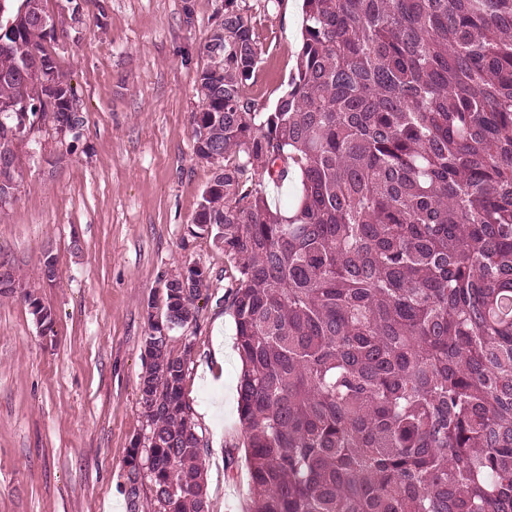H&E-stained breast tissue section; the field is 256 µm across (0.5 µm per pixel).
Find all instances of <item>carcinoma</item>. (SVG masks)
I'll return each mask as SVG.
<instances>
[{
	"instance_id": "carcinoma-1",
	"label": "carcinoma",
	"mask_w": 512,
	"mask_h": 512,
	"mask_svg": "<svg viewBox=\"0 0 512 512\" xmlns=\"http://www.w3.org/2000/svg\"><path fill=\"white\" fill-rule=\"evenodd\" d=\"M44 0H0V154L82 124ZM190 233L235 269L248 512H512V0H304L274 111L246 94L252 21L224 0L204 46ZM208 129L206 145L198 129ZM296 181L272 209L253 174ZM166 289L174 325L197 321ZM21 287L0 272V294ZM38 325L52 313L27 298ZM140 459L158 512H209L189 347L151 324Z\"/></svg>"
}]
</instances>
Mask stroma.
<instances>
[{
    "mask_svg": "<svg viewBox=\"0 0 512 512\" xmlns=\"http://www.w3.org/2000/svg\"><path fill=\"white\" fill-rule=\"evenodd\" d=\"M261 49L247 94L271 111L288 89L303 0H237ZM47 48L68 72L83 123L40 126L20 143L19 188L0 211V262L24 292L0 295V512H156L151 482L130 484L132 441L148 431L139 392L143 344L166 309L165 281L209 274L184 382L202 437L210 512H247L240 361L224 295L235 271L189 227L213 168L196 158L203 48L224 0H47ZM60 277L44 282L45 252ZM53 316L37 325L25 294Z\"/></svg>",
    "mask_w": 512,
    "mask_h": 512,
    "instance_id": "obj_1",
    "label": "stroma"
}]
</instances>
